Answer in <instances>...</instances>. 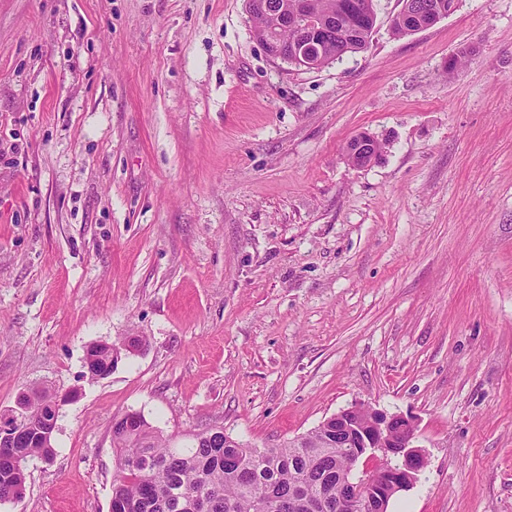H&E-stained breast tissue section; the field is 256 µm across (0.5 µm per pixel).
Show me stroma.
Returning <instances> with one entry per match:
<instances>
[{"label": "stroma", "mask_w": 512, "mask_h": 512, "mask_svg": "<svg viewBox=\"0 0 512 512\" xmlns=\"http://www.w3.org/2000/svg\"><path fill=\"white\" fill-rule=\"evenodd\" d=\"M402 6L309 71L247 0H0V410L66 396L0 512H109L116 415L274 448L354 404L417 426L388 512H512V0ZM121 359L120 355H116L115 357L113 353L111 355V352L107 348L99 349L96 347H88L84 358V368L91 378H100L110 374L112 368H114Z\"/></svg>", "instance_id": "stroma-1"}]
</instances>
